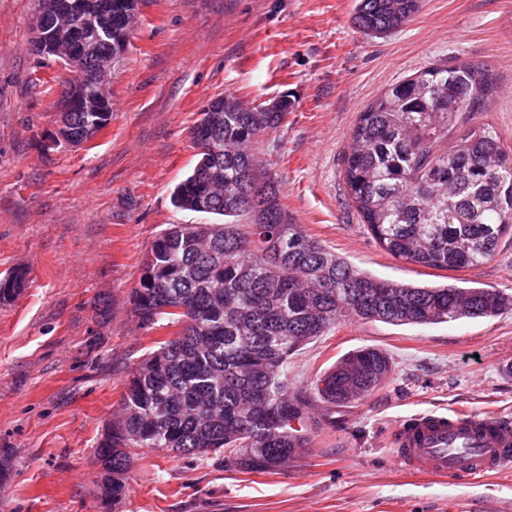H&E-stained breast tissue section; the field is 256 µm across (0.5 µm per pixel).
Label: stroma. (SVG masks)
I'll return each instance as SVG.
<instances>
[{"label":"stroma","mask_w":512,"mask_h":512,"mask_svg":"<svg viewBox=\"0 0 512 512\" xmlns=\"http://www.w3.org/2000/svg\"><path fill=\"white\" fill-rule=\"evenodd\" d=\"M356 0H142L112 68V120L82 147L54 145L65 70L31 50L40 0H0V275L27 268L0 303V512H512V468L430 478L393 460L402 421L433 411L512 419V310L427 326L349 319L288 361L312 395L308 444L288 468L251 474L216 455L131 451L126 496L105 507L95 446L119 411L132 367L159 334L130 294L155 236L203 224L176 209L192 170L190 129L210 100L268 104L285 121L257 156L297 224L356 267L419 285L466 279L512 295V232L481 266L455 272L389 255L343 180L357 118L385 87L433 64L486 66L497 84L475 123L512 148V0H422L401 30L368 35ZM364 347L392 372L367 398L336 406L318 377Z\"/></svg>","instance_id":"1"}]
</instances>
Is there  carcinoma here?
<instances>
[{
  "instance_id": "1",
  "label": "carcinoma",
  "mask_w": 512,
  "mask_h": 512,
  "mask_svg": "<svg viewBox=\"0 0 512 512\" xmlns=\"http://www.w3.org/2000/svg\"><path fill=\"white\" fill-rule=\"evenodd\" d=\"M68 0H41L46 42ZM84 39L64 41L46 58L81 71L83 89L97 87L112 43H129L140 0H82ZM421 0H358L353 23L385 34L407 24ZM495 92L485 66H429L389 85L371 101L350 134L344 181L377 243L407 262L460 271L490 260L512 230V151L490 125L470 124ZM293 102L275 111L234 95L208 104L191 138L198 160L172 192L179 210L218 217L210 224H171L143 261L132 310L141 328L175 327L157 340L125 383L112 438L95 448L104 501L128 491V449L174 455H218L245 473L288 467L307 444L310 396L288 386V358L346 318L391 325H432L496 317L512 297L482 286H418L358 269L309 236L283 207L275 179L255 145L279 127ZM104 112L76 103L71 136L89 143L108 126ZM465 124L451 148L440 144ZM27 271L0 281V302L16 298ZM385 353L363 348L319 377V398L344 404L370 396L388 378Z\"/></svg>"
}]
</instances>
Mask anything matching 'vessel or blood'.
I'll return each instance as SVG.
<instances>
[{
  "label": "vessel or blood",
  "instance_id": "obj_1",
  "mask_svg": "<svg viewBox=\"0 0 512 512\" xmlns=\"http://www.w3.org/2000/svg\"><path fill=\"white\" fill-rule=\"evenodd\" d=\"M393 459L413 474L482 477L512 467V424L471 413L431 412L393 432Z\"/></svg>",
  "mask_w": 512,
  "mask_h": 512
}]
</instances>
